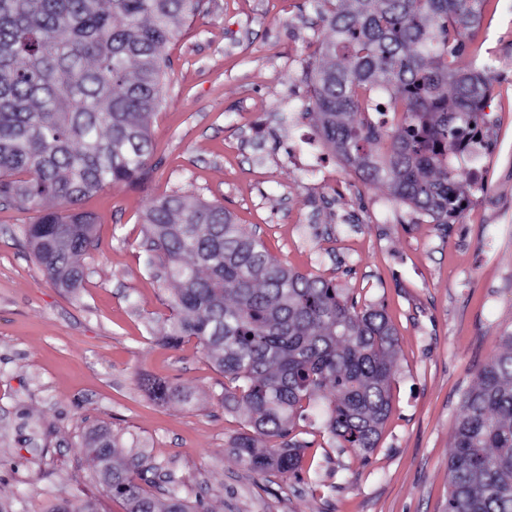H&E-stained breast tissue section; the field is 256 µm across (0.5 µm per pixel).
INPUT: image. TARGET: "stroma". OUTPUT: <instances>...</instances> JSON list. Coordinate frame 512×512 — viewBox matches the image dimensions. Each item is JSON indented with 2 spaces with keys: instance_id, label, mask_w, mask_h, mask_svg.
Returning <instances> with one entry per match:
<instances>
[{
  "instance_id": "stroma-1",
  "label": "stroma",
  "mask_w": 512,
  "mask_h": 512,
  "mask_svg": "<svg viewBox=\"0 0 512 512\" xmlns=\"http://www.w3.org/2000/svg\"><path fill=\"white\" fill-rule=\"evenodd\" d=\"M324 28L312 0H202L166 49L151 125L155 169L140 187L85 199L97 249L77 293L55 288L19 232L34 209L0 206V506L47 512L94 500L89 430L123 457L163 463L210 512H445L448 459L464 393L512 331V0H491L457 64L490 70L482 181L455 160L470 204L433 224L365 183L314 135L306 73ZM223 205L276 260L381 304L398 337L391 413L361 458L331 443L318 412L298 422L299 477L259 476L233 453L243 418L224 410L223 373L195 342L160 341L169 315L143 244L153 201ZM180 388L158 400L144 380Z\"/></svg>"
}]
</instances>
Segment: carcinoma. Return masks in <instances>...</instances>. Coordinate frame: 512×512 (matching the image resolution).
Here are the masks:
<instances>
[{
  "label": "carcinoma",
  "instance_id": "1",
  "mask_svg": "<svg viewBox=\"0 0 512 512\" xmlns=\"http://www.w3.org/2000/svg\"><path fill=\"white\" fill-rule=\"evenodd\" d=\"M331 36L309 73L318 138L396 200L435 224L466 191L451 158L488 147V77L456 65L488 0H314ZM199 0H0V203L40 209L20 232L56 287L85 281L95 218L78 209L107 186L141 185L165 50ZM387 99L373 116L377 98ZM146 246L170 285L164 339L195 340L232 387L224 408L249 430L234 442L250 472L299 477L296 422L324 399L340 448L367 457L391 412L396 330L384 308L273 259L224 206L170 195L147 211ZM159 399L191 396L160 383ZM90 481L127 512H204L174 479L148 492L160 462L118 461L104 427L85 441ZM447 512H512V332L464 394L448 461Z\"/></svg>",
  "mask_w": 512,
  "mask_h": 512
}]
</instances>
